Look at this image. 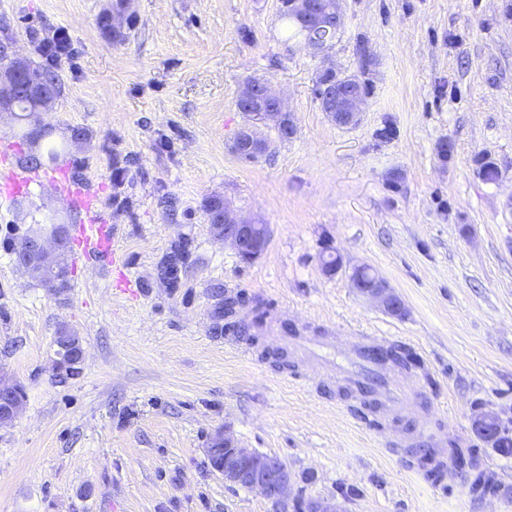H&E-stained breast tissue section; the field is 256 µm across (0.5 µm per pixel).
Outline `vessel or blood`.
<instances>
[{"label":"vessel or blood","mask_w":512,"mask_h":512,"mask_svg":"<svg viewBox=\"0 0 512 512\" xmlns=\"http://www.w3.org/2000/svg\"><path fill=\"white\" fill-rule=\"evenodd\" d=\"M47 183L56 193L65 198L75 209L79 224L76 228L78 253L82 256H115L117 245L111 224L101 215L94 193L69 175L68 164H60L49 171L35 172L16 160L0 163V196L12 198L26 190L33 180ZM387 337L375 336L370 346L354 349V361L346 373L345 380L353 388H360L369 372L377 364L371 356L372 349L386 347Z\"/></svg>","instance_id":"1"}]
</instances>
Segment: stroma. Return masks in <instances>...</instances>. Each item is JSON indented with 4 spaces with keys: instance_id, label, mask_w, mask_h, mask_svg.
I'll list each match as a JSON object with an SVG mask.
<instances>
[{
    "instance_id": "1",
    "label": "stroma",
    "mask_w": 512,
    "mask_h": 512,
    "mask_svg": "<svg viewBox=\"0 0 512 512\" xmlns=\"http://www.w3.org/2000/svg\"><path fill=\"white\" fill-rule=\"evenodd\" d=\"M108 5L0 0V45L60 86L41 118L49 136L22 141L4 114L0 152L46 170L70 160L118 248L112 261L69 250V286L53 292L5 243L36 222L77 225L75 212L39 182L0 197V376L24 392L0 427V512H273L211 466L208 439L222 429L279 456L294 499L343 512H512V455L472 426L491 409L512 431V0H340L325 58L291 38L280 0H133L117 44L98 26ZM60 30L74 54L54 66L41 46ZM363 49L370 93L359 124L340 127L315 77L327 63L362 72ZM250 78L283 98L297 134L260 126L269 148L243 162L229 145L249 121L237 99ZM74 128L85 143L71 145ZM487 163L496 180L483 177ZM212 195L268 224L262 258L244 262L214 238L202 208ZM181 240L190 258L169 288L159 268ZM331 254L340 266L323 272ZM359 267L395 290L401 314L353 288ZM219 291L238 300L221 335ZM64 326L84 347L72 377L55 368ZM287 331L341 350L389 337L417 365L388 380L416 384L395 403L378 394L371 412L288 352ZM431 441L443 460L453 444L471 451L497 494L473 496L454 469L432 486L407 453Z\"/></svg>"
}]
</instances>
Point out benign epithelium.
<instances>
[{
	"label": "benign epithelium",
	"mask_w": 512,
	"mask_h": 512,
	"mask_svg": "<svg viewBox=\"0 0 512 512\" xmlns=\"http://www.w3.org/2000/svg\"><path fill=\"white\" fill-rule=\"evenodd\" d=\"M294 13L317 31L308 42L315 54L329 49L335 33L343 23L338 0L322 5L318 0H292ZM322 74L327 76L319 87L318 98L321 108L328 117L340 126L357 124L362 116L361 105L365 99L363 80L353 75L331 78L335 68L328 66ZM31 96L38 103V111L52 109L55 95L49 90V82L44 74L30 65L28 59L20 55L0 58V112L15 113L18 98ZM240 110L254 120L272 122L285 139H291L297 132L290 112L283 100L270 85L261 80L249 79L245 82L238 97ZM268 149V142L258 135L251 125L242 127L234 136L230 150L234 154H259ZM220 223L211 225L213 235L232 248L247 262L260 259L266 252L269 227L257 217L243 216L234 209L228 200L220 205ZM68 235V227L58 224L47 231L40 226H30L18 244L15 265L32 277L45 268H52L56 276L45 283L53 291H61L59 281L61 269L67 265L62 245ZM364 269L355 271L353 287L362 295L376 301L388 312L399 314L403 311L400 296L380 278L367 281L362 277ZM55 343L60 361L58 367L68 373L81 364L84 351L79 337L66 329L59 331ZM18 385L0 382V425L13 422L22 407L23 400L17 396ZM473 427L483 439L496 447L501 436L502 421L493 410H484L474 416ZM210 456L223 457L224 464L219 472L224 481L233 485L257 490L273 502L275 512H288L291 477L285 463L277 456L263 454L253 448L241 446L239 441L226 432L217 431L210 438Z\"/></svg>",
	"instance_id": "1"
}]
</instances>
